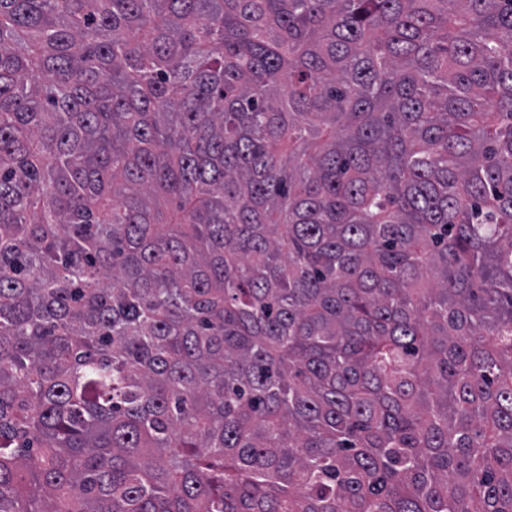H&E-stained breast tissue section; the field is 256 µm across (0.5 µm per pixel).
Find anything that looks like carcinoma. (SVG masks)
Segmentation results:
<instances>
[{
    "label": "carcinoma",
    "mask_w": 512,
    "mask_h": 512,
    "mask_svg": "<svg viewBox=\"0 0 512 512\" xmlns=\"http://www.w3.org/2000/svg\"><path fill=\"white\" fill-rule=\"evenodd\" d=\"M0 512H512V0H0Z\"/></svg>",
    "instance_id": "1"
}]
</instances>
